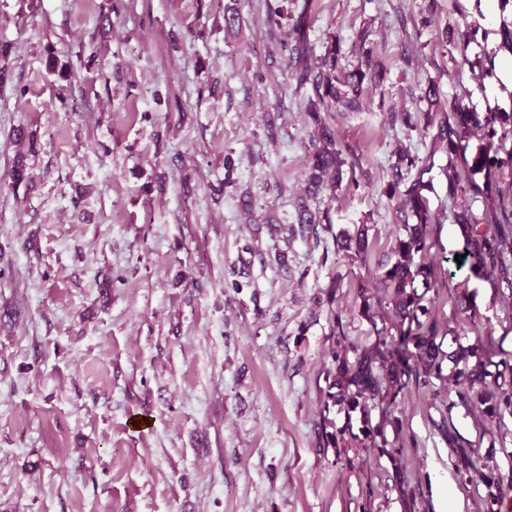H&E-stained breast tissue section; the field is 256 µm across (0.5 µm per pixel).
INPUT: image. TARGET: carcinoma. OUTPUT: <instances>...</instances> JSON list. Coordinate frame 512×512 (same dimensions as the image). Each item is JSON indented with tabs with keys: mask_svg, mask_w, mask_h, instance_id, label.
Segmentation results:
<instances>
[{
	"mask_svg": "<svg viewBox=\"0 0 512 512\" xmlns=\"http://www.w3.org/2000/svg\"><path fill=\"white\" fill-rule=\"evenodd\" d=\"M288 0H268L266 21L279 27L291 18ZM291 39L282 43L288 53L296 89L310 87L306 98V114L315 125L314 138L308 152L305 199L296 205L294 223L289 225L291 235L316 230L320 224H331L329 210L314 208L315 200L326 189H334L344 180V166L355 170L356 163L348 161L346 149L335 130L323 121L321 112L332 108L340 112H358L362 109L360 87L364 81L379 83L384 75L377 70L370 32L357 36V66L347 71L339 66L340 48L328 47L318 57L307 37L306 18L298 16L291 25ZM424 98L434 110L401 112L394 120L409 132L435 130L431 135L430 154L448 153V187L455 197L465 201L481 199L485 205L482 215H476L471 205L465 204L454 214L466 236V257L462 264L480 279L506 284L512 289V206L505 203V188H512V112L488 109L476 112L454 98L445 104L436 98L430 86ZM477 138L480 145L476 153L467 154L468 142ZM395 162L391 180L384 193L392 202L400 221L391 247V257L381 265L378 274L379 292L362 289L359 315L376 326V340L363 349L349 342L344 331L338 332L336 346L328 356L331 379L328 398L332 405L347 413L361 415L363 440L379 447L376 438L379 427L371 425L370 410L381 394L397 397L415 380L423 384L430 378L441 379L442 357L436 343L437 331L433 307L428 305L426 291L434 287V267L427 261L432 215L423 196L422 178L407 180V174L422 159L407 147L394 151ZM483 175L479 183L474 175ZM370 252L369 227L361 224L350 233L336 237V255L351 262L365 264ZM422 283L425 292L418 293L416 283ZM355 353L349 359V353ZM453 363L451 379L457 387L460 401L477 409L485 418L501 420L512 414V388L499 383L504 372L492 373L490 363L479 345H471L448 355Z\"/></svg>",
	"mask_w": 512,
	"mask_h": 512,
	"instance_id": "cac0c4a2",
	"label": "carcinoma"
}]
</instances>
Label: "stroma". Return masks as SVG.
Segmentation results:
<instances>
[{
    "label": "stroma",
    "instance_id": "35a3bbf8",
    "mask_svg": "<svg viewBox=\"0 0 512 512\" xmlns=\"http://www.w3.org/2000/svg\"><path fill=\"white\" fill-rule=\"evenodd\" d=\"M288 8L306 13L315 54L337 43L349 68L369 30L385 75L364 83L361 111L324 115L363 177L317 197L332 227L304 238L245 223L240 206L246 191L256 213L294 220L313 131L281 48L288 30L265 23L263 0H0V512H436L442 483L463 512H488L487 491L512 495V417L498 428L453 384L375 405L372 423L401 421L388 447L332 448L323 432L327 418L360 425L325 409L327 353L337 318L359 346L375 339L357 287L374 288L390 255L383 189L397 144L426 167L442 351L478 343L512 360V289L455 260L447 154L391 121L426 109L431 85L489 107L496 83L470 59L495 49L500 18L474 0ZM476 25L484 45L452 50L448 37ZM52 53L66 74L47 69ZM20 128L38 145L18 184ZM358 224L370 227L363 265L336 257V234ZM461 294L470 313L453 304Z\"/></svg>",
    "mask_w": 512,
    "mask_h": 512
}]
</instances>
